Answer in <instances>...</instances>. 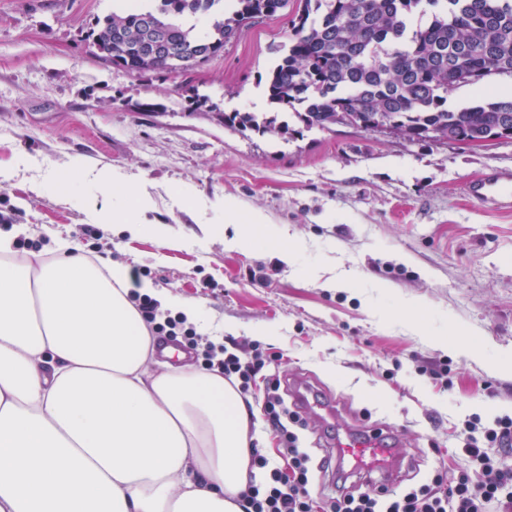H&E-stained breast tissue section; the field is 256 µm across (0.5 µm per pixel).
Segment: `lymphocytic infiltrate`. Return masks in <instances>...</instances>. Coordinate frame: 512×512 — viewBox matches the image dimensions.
<instances>
[{
    "label": "lymphocytic infiltrate",
    "instance_id": "obj_1",
    "mask_svg": "<svg viewBox=\"0 0 512 512\" xmlns=\"http://www.w3.org/2000/svg\"><path fill=\"white\" fill-rule=\"evenodd\" d=\"M137 307L152 335L171 336L175 331H182L189 350L201 356L207 369L218 370L225 380L235 384L241 395L249 394L257 384L258 375L272 361L271 356L260 348L234 353L224 344L197 334L194 328H181L178 318L160 317L156 303L150 298H140ZM262 410L284 443L291 460L292 475L283 477L268 458L252 452V466L267 470L268 479L261 486L247 485L242 493L246 512H315L307 489L310 456L299 448L294 431L302 419L297 411L285 406L279 383L268 382ZM476 428L475 421H466L457 438L462 455L485 462L483 479H473L465 471L453 478L439 472L429 482L396 498L374 492L342 494L333 505L334 512H512V469L487 465L484 451L488 444L501 448L512 446V417L497 418L480 439L474 436Z\"/></svg>",
    "mask_w": 512,
    "mask_h": 512
}]
</instances>
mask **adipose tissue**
<instances>
[{
    "label": "adipose tissue",
    "instance_id": "ef3b65f1",
    "mask_svg": "<svg viewBox=\"0 0 512 512\" xmlns=\"http://www.w3.org/2000/svg\"><path fill=\"white\" fill-rule=\"evenodd\" d=\"M139 177L97 170L81 207L130 237L165 238L135 221L151 200ZM227 248L280 247L260 212L242 215ZM18 230L0 232V512H245L250 415L218 373L152 339L132 302L201 324L179 294L132 280L122 265L73 255L17 259Z\"/></svg>",
    "mask_w": 512,
    "mask_h": 512
}]
</instances>
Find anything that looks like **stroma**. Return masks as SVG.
Returning <instances> with one entry per match:
<instances>
[{
    "label": "stroma",
    "mask_w": 512,
    "mask_h": 512,
    "mask_svg": "<svg viewBox=\"0 0 512 512\" xmlns=\"http://www.w3.org/2000/svg\"><path fill=\"white\" fill-rule=\"evenodd\" d=\"M117 0H0V230L18 224L49 253L54 237L138 270L205 313L210 339L260 344L282 385L301 381L336 403L337 426L392 429L410 460L402 489L439 470L478 472L455 428L512 416V211H489L466 179L512 171V138L479 147L414 143L388 132L306 127L288 138L238 131L218 113L267 112L264 85L291 35L296 0L243 28L221 56L187 74H133L94 55L92 32ZM142 176L181 247L96 223L50 183L74 165ZM290 236L273 250L224 246L225 200ZM478 356H467L468 347ZM441 367L438 379L422 367ZM308 490L318 512L339 495L328 425L305 414Z\"/></svg>",
    "instance_id": "35a3bbf8"
}]
</instances>
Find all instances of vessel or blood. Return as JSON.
<instances>
[{
  "instance_id": "b4317fda",
  "label": "vessel or blood",
  "mask_w": 512,
  "mask_h": 512,
  "mask_svg": "<svg viewBox=\"0 0 512 512\" xmlns=\"http://www.w3.org/2000/svg\"><path fill=\"white\" fill-rule=\"evenodd\" d=\"M466 195L473 201L496 211L512 210V173L488 171L464 183ZM297 398L300 403L323 419H331L334 408L318 398L307 385H299ZM332 445L336 458L338 477L360 476L368 479L370 486L385 494L399 483V469L403 456L396 454V440L386 429L350 427L337 433Z\"/></svg>"
}]
</instances>
